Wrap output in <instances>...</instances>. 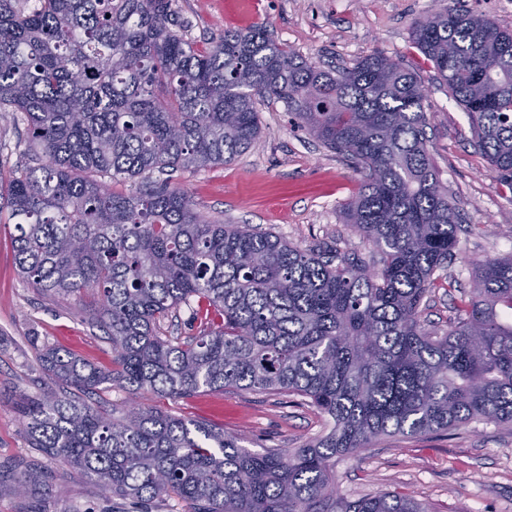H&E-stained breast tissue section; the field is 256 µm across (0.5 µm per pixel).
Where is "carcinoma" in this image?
<instances>
[{"label": "carcinoma", "mask_w": 512, "mask_h": 512, "mask_svg": "<svg viewBox=\"0 0 512 512\" xmlns=\"http://www.w3.org/2000/svg\"><path fill=\"white\" fill-rule=\"evenodd\" d=\"M173 0H0V112H18L38 165L0 175L16 266L50 296H97L112 370L47 347L42 369L93 393L191 396L201 388L288 393L333 423L304 447L251 451L202 421L136 405L114 420L73 395L24 403L31 447L146 503L192 512H428L407 495L336 494V459L386 436L512 423V256L475 263L442 336L422 320L462 218L440 184L418 74L372 54L325 69L262 27L207 49ZM411 39L467 113L475 145L512 191V29L460 6L414 22ZM361 174L345 222L381 256L303 249L211 220L155 171L231 162L260 134L256 98ZM138 179L129 193L105 179ZM194 336H164L180 304ZM13 493L49 494L19 463Z\"/></svg>", "instance_id": "carcinoma-1"}]
</instances>
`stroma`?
I'll return each mask as SVG.
<instances>
[{"label": "stroma", "instance_id": "35a3bbf8", "mask_svg": "<svg viewBox=\"0 0 512 512\" xmlns=\"http://www.w3.org/2000/svg\"><path fill=\"white\" fill-rule=\"evenodd\" d=\"M448 0H173L187 35L205 48L225 31L263 26L302 58L350 67L381 53L419 75L426 93L427 146L442 185L463 217L451 288L428 295L422 318L445 332L460 296L472 287L475 262L512 254V192L473 144L468 116L449 95L432 64L413 46V22ZM259 139L231 163L173 179L198 212L213 220L272 229L309 249L327 244L358 252L376 264V252L345 224L343 206L359 186L349 162L294 127L282 102L258 99ZM0 161L6 169L34 165L25 124L0 115ZM13 225L0 226V480L10 481L16 461L45 468L53 492L34 503L0 491V512H191L186 501L165 497L147 504L112 498L82 471L53 462L31 448L20 405L66 386L42 369L44 347L67 350L101 368L112 366V345L76 297H50L19 276ZM139 403L187 420H202L242 438L246 448H299L328 429L326 418L302 398L229 388L199 390L187 398L144 391ZM337 494L355 501L381 491L425 503L431 512H512V424L472 421L445 435L379 440L359 457L336 463Z\"/></svg>", "mask_w": 512, "mask_h": 512}]
</instances>
